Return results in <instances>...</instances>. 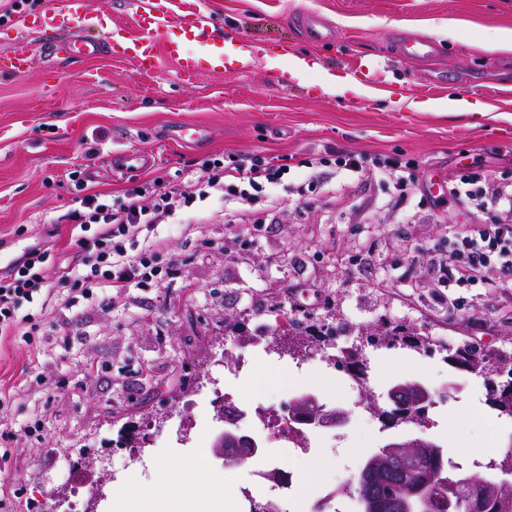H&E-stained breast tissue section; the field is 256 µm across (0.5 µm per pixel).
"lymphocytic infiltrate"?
I'll return each instance as SVG.
<instances>
[{
  "instance_id": "1",
  "label": "lymphocytic infiltrate",
  "mask_w": 512,
  "mask_h": 512,
  "mask_svg": "<svg viewBox=\"0 0 512 512\" xmlns=\"http://www.w3.org/2000/svg\"><path fill=\"white\" fill-rule=\"evenodd\" d=\"M337 166L357 176L386 179L393 177L399 199H406L409 186L419 179L416 160L396 153L365 158L351 150L336 153ZM206 177L174 185L156 177L124 190L115 201L100 195L85 196L78 208L58 216L68 225L75 248L66 265L48 270L53 245H38L23 254L9 273L0 278V335H15L24 329L26 336L40 330L25 305L37 302L42 312L70 303L73 295L93 300L106 291H121L153 280L159 275L174 276L180 262L170 257L164 240L152 242L147 255H132L145 227L176 223L182 211L213 197L238 200L236 216L240 223L258 224L262 218L255 205L265 185L279 183L287 165L258 154H236L229 160L213 159L206 166ZM497 211L490 221L475 225L463 236L456 252L449 256L445 274L458 287L480 282L490 259H497L503 273H512V189L492 188Z\"/></svg>"
}]
</instances>
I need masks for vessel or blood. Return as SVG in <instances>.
Segmentation results:
<instances>
[{
  "instance_id": "1",
  "label": "vessel or blood",
  "mask_w": 512,
  "mask_h": 512,
  "mask_svg": "<svg viewBox=\"0 0 512 512\" xmlns=\"http://www.w3.org/2000/svg\"><path fill=\"white\" fill-rule=\"evenodd\" d=\"M134 17L138 27L132 30L101 17L89 18L88 0H47L45 7L23 15L22 20L26 28L48 34L49 51L56 58L103 55L119 45L144 71L155 68L163 56L184 70L195 65V58L184 54L178 43L160 42L162 29L169 24L180 26L206 48L224 37L217 11L206 6L178 12L173 0H141ZM302 24L313 44H325L335 38L334 31L319 13H306ZM398 40L405 58H430L440 52L439 45L426 37L404 33Z\"/></svg>"
}]
</instances>
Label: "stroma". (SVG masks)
I'll use <instances>...</instances> for the list:
<instances>
[{
    "instance_id": "1",
    "label": "stroma",
    "mask_w": 512,
    "mask_h": 512,
    "mask_svg": "<svg viewBox=\"0 0 512 512\" xmlns=\"http://www.w3.org/2000/svg\"><path fill=\"white\" fill-rule=\"evenodd\" d=\"M225 30L266 54H308L316 65L291 78L256 60L221 73L179 79L162 60L155 74L139 73L107 56L48 63L41 36L18 17L0 22V57L14 38L29 44L26 70L0 73V249L42 241L59 214L87 194L110 196L160 176H205V163L230 153L291 157L295 164L271 193L279 199L266 223H233L223 199L189 209L180 223L157 225L178 276L131 287L99 301L75 300L59 311L69 336L0 337V429L10 432L0 461V497L15 512H113L135 477L150 496L180 489L174 472L210 452L222 423L213 399L287 404L302 387L284 380L296 361L287 350L239 344L225 335L235 319L247 329L275 324L280 314L338 317L355 335L399 321L455 348L471 344L512 353V278L490 267L483 282L459 288L439 278L453 231L481 223L477 208L457 205L448 188L462 171L485 172L512 184V120L493 112H417L403 103L459 95L484 101L488 90L512 89V50L490 48L487 36L512 29V0H215ZM314 10L335 29L334 41L308 43L293 14ZM411 29L441 43L433 61L403 58L393 34ZM386 86L384 96L324 95L321 71ZM373 156L400 153L421 172L411 198L399 202L382 182L351 179L336 166L310 183L303 158L336 147ZM148 158L145 167H116L121 152ZM312 186L307 200L298 187ZM428 205H420V198ZM42 358H35V351ZM364 391L351 389L340 369L317 357L307 364L323 382L324 398L351 413L341 440L315 436L310 457L326 468L299 508L347 488L366 457L391 433L366 407L389 382L416 376L435 391L430 416H453L459 437L484 456L512 448V419L487 400L488 377L449 368L442 352L406 347L368 349ZM92 373H84L85 361ZM285 442H268L245 464H213L199 484L249 488L269 498L260 479L269 458L287 461Z\"/></svg>"
}]
</instances>
